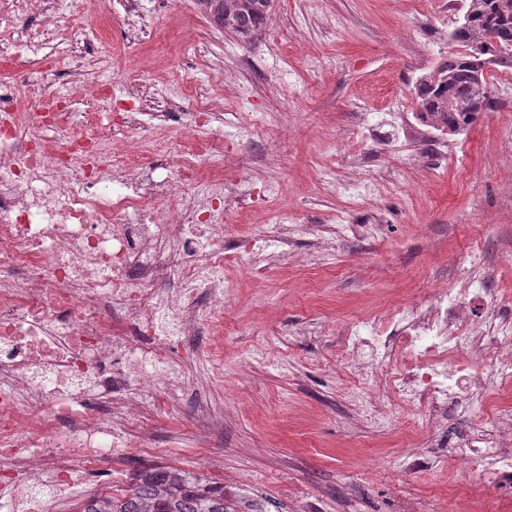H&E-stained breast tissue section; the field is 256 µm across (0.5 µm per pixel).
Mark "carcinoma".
Instances as JSON below:
<instances>
[{
	"instance_id": "obj_1",
	"label": "carcinoma",
	"mask_w": 512,
	"mask_h": 512,
	"mask_svg": "<svg viewBox=\"0 0 512 512\" xmlns=\"http://www.w3.org/2000/svg\"><path fill=\"white\" fill-rule=\"evenodd\" d=\"M219 26L248 40L269 18L272 0H200ZM467 20L456 25L453 41L469 52L444 56L415 87L422 120L450 136L468 128L480 112L495 105L487 65L512 68V0H462ZM80 512H235L224 486L205 484L172 467L137 475L119 496L94 495Z\"/></svg>"
}]
</instances>
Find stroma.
Returning a JSON list of instances; mask_svg holds the SVG:
<instances>
[{
  "mask_svg": "<svg viewBox=\"0 0 512 512\" xmlns=\"http://www.w3.org/2000/svg\"><path fill=\"white\" fill-rule=\"evenodd\" d=\"M144 28L126 41L120 9L95 0H53L54 31L42 53L56 68L96 45L95 76L108 92L69 97L70 122L108 136L113 150L144 164V179H174L155 155L232 147L223 170L239 195L224 215L223 309L203 330L186 372L182 405L150 420L130 418L126 437L152 433L159 455L138 466H171L224 487L240 512H512L459 481L455 451L438 448L419 407L394 393L374 400L342 359L344 331L380 301L427 303L435 284H455L470 257L512 298V96L498 93L465 134H431L414 87L451 40L452 7L436 0H273L263 30L245 41L215 26L197 0H141ZM142 98L128 96L129 85ZM219 100L198 139L181 140L165 113L192 121L196 104ZM141 113L133 133L113 130L110 111ZM228 112L245 123L224 125ZM374 197L351 185L365 174ZM274 194H266V183ZM303 228L255 268L237 257L281 211ZM224 415L207 436L194 405ZM419 449L422 469L402 451Z\"/></svg>",
  "mask_w": 512,
  "mask_h": 512,
  "instance_id": "35a3bbf8",
  "label": "stroma"
}]
</instances>
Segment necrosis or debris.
Segmentation results:
<instances>
[{
  "label": "necrosis or debris",
  "instance_id": "necrosis-or-debris-1",
  "mask_svg": "<svg viewBox=\"0 0 512 512\" xmlns=\"http://www.w3.org/2000/svg\"><path fill=\"white\" fill-rule=\"evenodd\" d=\"M36 6L0 0V70H19L10 33ZM55 76L31 86V112L0 83V475L14 478L0 512H55L74 473L114 478L132 453L155 455L149 431L125 442V423L183 401L188 339L224 302L223 183L200 191L202 158L180 149L166 164L182 181L143 185L103 136L64 130ZM186 197L192 217L175 220ZM373 321L380 331L358 322L346 350L423 408L462 474L482 455L486 495L512 494V319L497 290L470 271L429 305L411 300ZM404 354L410 366L380 372ZM480 393L490 440L466 420Z\"/></svg>",
  "mask_w": 512,
  "mask_h": 512
}]
</instances>
